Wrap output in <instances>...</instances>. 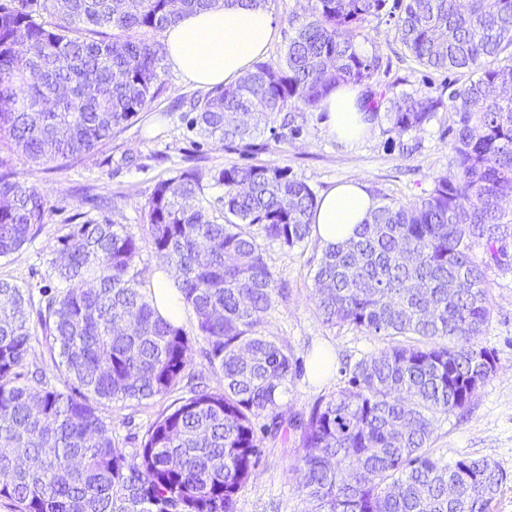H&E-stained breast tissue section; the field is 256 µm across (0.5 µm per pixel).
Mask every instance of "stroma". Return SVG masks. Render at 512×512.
I'll return each mask as SVG.
<instances>
[{
	"label": "stroma",
	"instance_id": "stroma-1",
	"mask_svg": "<svg viewBox=\"0 0 512 512\" xmlns=\"http://www.w3.org/2000/svg\"><path fill=\"white\" fill-rule=\"evenodd\" d=\"M307 7L306 0H269L267 8L278 27V38L264 54V61L280 60L291 34L289 15L305 16ZM357 48L363 54L377 53L388 60L380 87L393 101L407 96L422 99L445 95L468 80L464 74L421 65L401 47L390 22H373ZM162 80L165 89L151 107L81 162L68 167L52 163L39 166L22 155H13L14 169L42 192L50 213L34 241L9 258L0 259L1 279L35 291L48 286L46 271L57 237L66 232L69 216L89 210L93 197L110 207L111 219L135 236L141 265L154 267L156 260L142 208L156 184L190 168L206 172L244 164V157L238 153L203 140L188 129L186 110L179 102L198 94V87L170 68ZM319 121L316 111L301 112L299 134L281 142L267 127H259L255 137L265 149L253 156V163L288 167L319 196L336 185L361 182L376 200L389 198L402 203L425 196L435 176L454 172L453 116L449 108L435 112L420 130L401 136L388 133L387 119H380L352 150L326 138ZM264 249L269 268L286 286L288 296L276 301L262 331L288 345L297 365L281 397L283 411L290 417L305 415L318 398L344 386L349 364L378 353L386 342L322 322L312 298L313 276L321 255L316 240L291 249L268 243ZM473 258L487 266L494 310L480 341L497 352L498 368L478 390L467 413H453L435 421L432 448L435 457L445 463L463 455L495 462L507 472L509 481L493 512H512V261L501 266L488 263L479 246L474 247ZM323 350L332 353L334 365L328 376L317 380L309 373V361ZM172 402L169 396L140 403L114 400L104 403L100 414L110 423L115 442L131 453L140 447L149 426ZM298 452L296 431H287L274 440L262 439L258 463L239 494L237 512H305L307 505L289 471Z\"/></svg>",
	"mask_w": 512,
	"mask_h": 512
}]
</instances>
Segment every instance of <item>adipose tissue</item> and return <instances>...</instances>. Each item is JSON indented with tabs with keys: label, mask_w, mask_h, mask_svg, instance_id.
<instances>
[{
	"label": "adipose tissue",
	"mask_w": 512,
	"mask_h": 512,
	"mask_svg": "<svg viewBox=\"0 0 512 512\" xmlns=\"http://www.w3.org/2000/svg\"><path fill=\"white\" fill-rule=\"evenodd\" d=\"M277 36L271 13L264 7L224 6L222 0L203 12L190 13L165 32L167 62L183 77L202 87L234 83L251 70ZM360 93L342 86L318 106L323 133L347 147H355L370 129L360 107ZM365 185L349 183L321 197L313 216L322 247L345 242L376 208ZM173 271L154 275L151 291L162 317L182 324L185 307L174 285Z\"/></svg>",
	"instance_id": "obj_1"
}]
</instances>
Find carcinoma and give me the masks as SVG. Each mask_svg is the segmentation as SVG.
Instances as JSON below:
<instances>
[{"mask_svg":"<svg viewBox=\"0 0 512 512\" xmlns=\"http://www.w3.org/2000/svg\"><path fill=\"white\" fill-rule=\"evenodd\" d=\"M278 63L190 102L189 128L230 151L257 153L259 122L282 140L303 110L339 85L372 89L379 55L357 50L373 21L395 19L420 64L476 77L448 99L456 173L428 194L386 202L355 236L322 251L318 314L391 345L354 364L348 385L308 415L285 420L288 346L263 335L280 294L262 241L293 248L312 237L317 196L286 167L184 170L159 181L143 223L162 270L191 311L210 388L191 371L192 339L164 320L139 268L136 238L105 213L68 219L49 261L52 289L0 279V501L11 512H237L261 431H299L290 465L307 512H491L508 475L484 457L444 464L433 423L463 411L497 370L479 343L493 303L476 246L500 264L512 245V0H308ZM216 0H0V258L46 223L47 200L13 170L78 162L130 125L164 90L156 35ZM442 98L405 97L389 133L420 129ZM224 187L208 196L206 184ZM37 323L31 322V316ZM40 327L58 350V383L29 369ZM185 390L129 454L100 415L106 401L142 402ZM264 419L261 426L256 420Z\"/></svg>","mask_w":512,"mask_h":512,"instance_id":"cac0c4a2","label":"carcinoma"}]
</instances>
